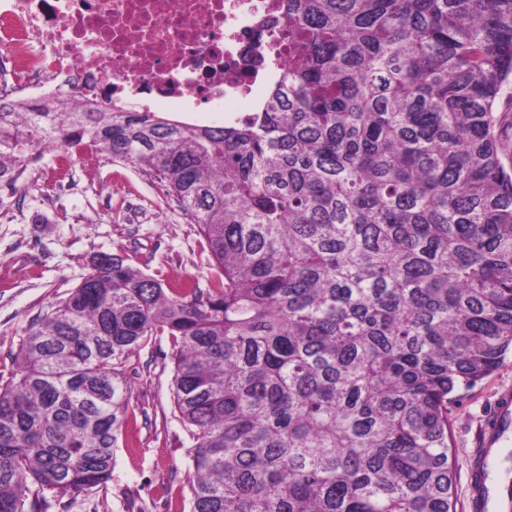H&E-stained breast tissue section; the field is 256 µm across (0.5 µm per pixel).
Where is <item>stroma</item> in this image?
I'll return each mask as SVG.
<instances>
[{
    "label": "stroma",
    "mask_w": 512,
    "mask_h": 512,
    "mask_svg": "<svg viewBox=\"0 0 512 512\" xmlns=\"http://www.w3.org/2000/svg\"><path fill=\"white\" fill-rule=\"evenodd\" d=\"M129 257L172 284L205 283L209 269L197 227L165 183L106 151L48 144L16 187L0 185V375H10L26 329L67 297L101 254ZM167 337L131 357L129 414L110 480L63 496L43 512H190L185 433L175 416ZM512 388V353L449 406L456 492L464 494L497 392Z\"/></svg>",
    "instance_id": "obj_1"
}]
</instances>
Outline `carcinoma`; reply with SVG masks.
I'll return each mask as SVG.
<instances>
[{"label":"carcinoma","instance_id":"obj_1","mask_svg":"<svg viewBox=\"0 0 512 512\" xmlns=\"http://www.w3.org/2000/svg\"><path fill=\"white\" fill-rule=\"evenodd\" d=\"M258 112L0 103V184L47 143L168 183L210 254L165 288L117 255L0 383V512L105 484L125 367L166 336L190 512H457L448 405L512 350V0H286ZM512 83L504 88V92L498 102V115L501 117V138L504 143L507 155L511 157L512 153Z\"/></svg>","mask_w":512,"mask_h":512}]
</instances>
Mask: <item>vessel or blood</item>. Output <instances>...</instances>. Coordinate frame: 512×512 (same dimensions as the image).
Instances as JSON below:
<instances>
[{
	"instance_id": "obj_1",
	"label": "vessel or blood",
	"mask_w": 512,
	"mask_h": 512,
	"mask_svg": "<svg viewBox=\"0 0 512 512\" xmlns=\"http://www.w3.org/2000/svg\"><path fill=\"white\" fill-rule=\"evenodd\" d=\"M512 391L500 392L485 424L479 448L474 449L467 477V512H512V497L503 489L512 484Z\"/></svg>"
}]
</instances>
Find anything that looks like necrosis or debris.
Segmentation results:
<instances>
[{
  "label": "necrosis or debris",
  "instance_id": "4bbe7bcc",
  "mask_svg": "<svg viewBox=\"0 0 512 512\" xmlns=\"http://www.w3.org/2000/svg\"><path fill=\"white\" fill-rule=\"evenodd\" d=\"M282 0H0V99L223 112L278 82Z\"/></svg>",
  "mask_w": 512,
  "mask_h": 512
}]
</instances>
